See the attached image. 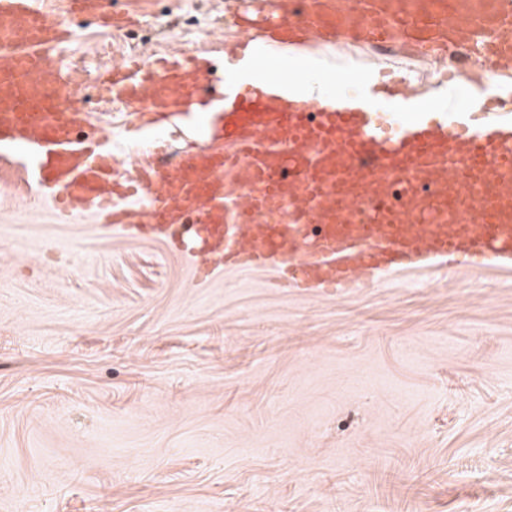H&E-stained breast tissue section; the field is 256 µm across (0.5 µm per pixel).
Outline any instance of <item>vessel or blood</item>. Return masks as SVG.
Listing matches in <instances>:
<instances>
[{"label":"vessel or blood","mask_w":512,"mask_h":512,"mask_svg":"<svg viewBox=\"0 0 512 512\" xmlns=\"http://www.w3.org/2000/svg\"><path fill=\"white\" fill-rule=\"evenodd\" d=\"M111 0H68L71 12L121 20ZM512 0H265L243 11L258 46L251 71L205 120V148L143 172L135 210L116 207L112 143L78 136L84 110L62 100L65 71L50 49L71 40L40 0H0V152H21L57 216L93 210L104 230L162 243L195 259L271 269L288 287L345 291L386 274L436 265L512 268V113L459 111L400 84L349 97L326 80L321 97L281 83L290 57L268 59L279 33L372 45L398 37L430 47L469 43ZM192 50L104 68L100 94L162 117L203 111L207 73Z\"/></svg>","instance_id":"1"}]
</instances>
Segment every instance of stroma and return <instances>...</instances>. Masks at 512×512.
I'll list each match as a JSON object with an SVG mask.
<instances>
[{"label":"stroma","mask_w":512,"mask_h":512,"mask_svg":"<svg viewBox=\"0 0 512 512\" xmlns=\"http://www.w3.org/2000/svg\"><path fill=\"white\" fill-rule=\"evenodd\" d=\"M253 0H112L136 25L74 34L69 94L112 137L117 175L157 148L201 147V121L156 127L103 66L178 48L210 59L220 97ZM307 53L343 93L360 78L465 107L512 88L344 42ZM0 158V512H512V270H412L305 294L268 270L201 282L151 241L60 220Z\"/></svg>","instance_id":"obj_1"}]
</instances>
